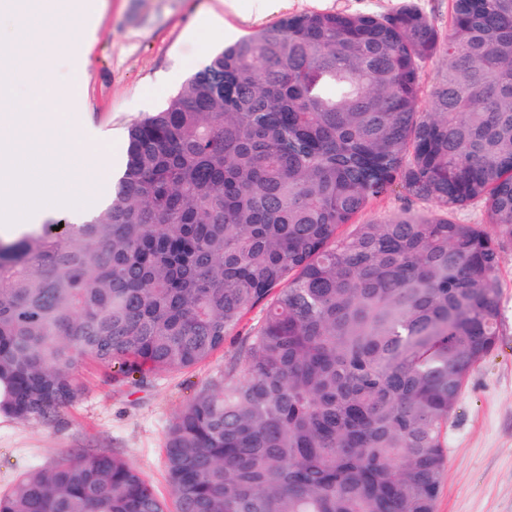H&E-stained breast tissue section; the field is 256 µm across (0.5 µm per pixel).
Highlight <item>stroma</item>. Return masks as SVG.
Returning a JSON list of instances; mask_svg holds the SVG:
<instances>
[{"instance_id":"1","label":"stroma","mask_w":512,"mask_h":512,"mask_svg":"<svg viewBox=\"0 0 512 512\" xmlns=\"http://www.w3.org/2000/svg\"><path fill=\"white\" fill-rule=\"evenodd\" d=\"M402 0H285L262 10L259 0H226L225 31L198 25L217 0H102L97 37L85 46L86 69L73 75L67 53L42 78L60 87L80 84L85 110L79 150L112 151L121 168L129 125L160 110L186 80L224 46L282 18L313 11L389 14ZM501 328L496 349L468 377L448 425V473L437 512H512V243L501 249ZM251 311L203 364L131 383L87 366L84 399L53 424L0 416V494L29 469L80 448L114 451L138 468L162 498L167 427L205 386L224 375L261 320Z\"/></svg>"}]
</instances>
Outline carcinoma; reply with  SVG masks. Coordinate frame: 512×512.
Listing matches in <instances>:
<instances>
[{
    "instance_id": "obj_1",
    "label": "carcinoma",
    "mask_w": 512,
    "mask_h": 512,
    "mask_svg": "<svg viewBox=\"0 0 512 512\" xmlns=\"http://www.w3.org/2000/svg\"><path fill=\"white\" fill-rule=\"evenodd\" d=\"M397 188L435 209L353 223ZM474 202L486 223L454 218ZM504 239L512 0H453L446 36L404 0L224 47L128 129L89 221L0 238V414L53 422L88 363L189 370L264 315L169 424L172 503L81 449L20 475L0 512H436L448 424L498 342Z\"/></svg>"
}]
</instances>
